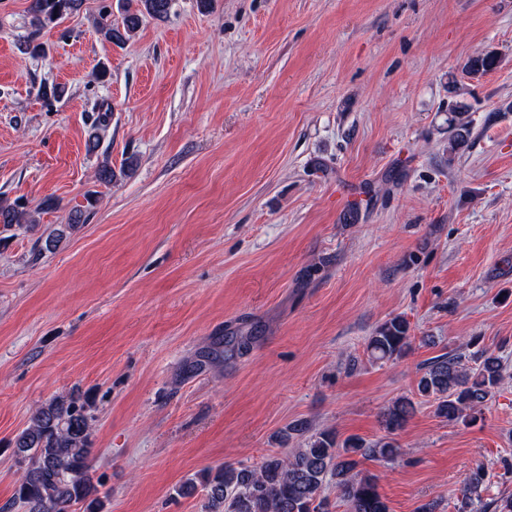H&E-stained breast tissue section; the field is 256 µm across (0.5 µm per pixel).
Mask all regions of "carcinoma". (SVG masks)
<instances>
[{"instance_id":"1","label":"carcinoma","mask_w":512,"mask_h":512,"mask_svg":"<svg viewBox=\"0 0 512 512\" xmlns=\"http://www.w3.org/2000/svg\"><path fill=\"white\" fill-rule=\"evenodd\" d=\"M172 0H122L121 21L112 22V9L99 13L96 28L117 47L132 40L147 18L162 21ZM83 0H32L29 8L31 28L36 31L59 26L79 12ZM493 53L470 60L472 74L496 68ZM469 106L457 102L448 117V151L465 144L470 127L465 120ZM31 212L20 202L0 204V224H31ZM412 348L409 323L401 316L378 325L369 336L366 350L374 361H394ZM469 353L445 354L421 368L416 394L433 401L435 414L451 423L473 425L481 419L504 379L501 357L480 345V339L465 343ZM474 360L469 367L464 360ZM415 412L407 396L395 399L381 413V422L390 434L402 429ZM93 417L87 402L71 392L58 395L34 412L29 425L16 435L13 454L25 460L14 499L25 512H104L107 494L94 480L95 457L92 432ZM398 455V445L390 436L367 444L359 437L340 442L330 430L311 435L306 447L289 454L274 456L259 465L226 463L215 470H203L197 479L183 483L178 493L188 495L200 485L206 491L207 512H329V502L321 496L327 478L336 480L347 512H389L374 476H360L359 459L391 461ZM488 480L486 470L478 466L463 481L459 512H512V496L492 499L480 509H472L475 497Z\"/></svg>"}]
</instances>
